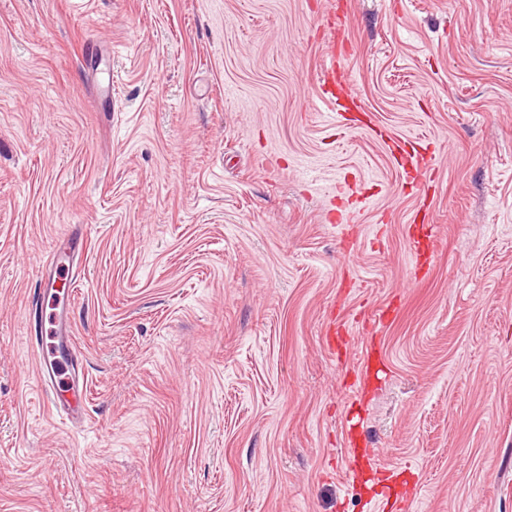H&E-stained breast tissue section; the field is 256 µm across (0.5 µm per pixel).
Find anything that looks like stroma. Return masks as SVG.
Instances as JSON below:
<instances>
[{"label": "stroma", "mask_w": 512, "mask_h": 512, "mask_svg": "<svg viewBox=\"0 0 512 512\" xmlns=\"http://www.w3.org/2000/svg\"><path fill=\"white\" fill-rule=\"evenodd\" d=\"M334 28L370 126L310 107ZM0 512H512V0H0ZM43 280L42 302L34 316L41 347L36 357L37 374L49 385L48 400L52 412L69 420L77 419L83 414L81 401L75 405L65 404L58 399V390L66 385L68 389L64 392L78 393L82 358L73 345L68 312L57 279Z\"/></svg>", "instance_id": "1"}]
</instances>
